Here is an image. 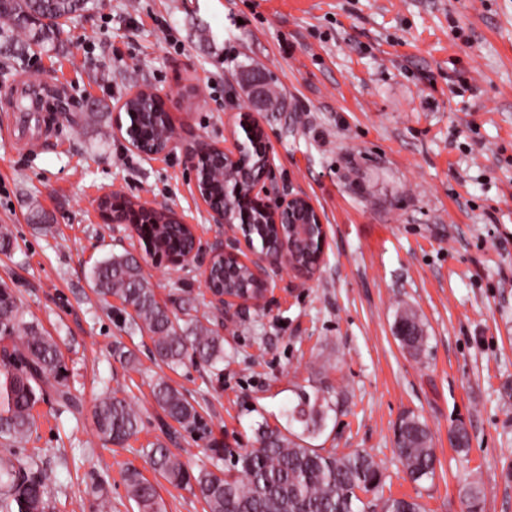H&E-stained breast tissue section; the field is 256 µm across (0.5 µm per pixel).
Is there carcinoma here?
I'll return each instance as SVG.
<instances>
[{"label": "carcinoma", "mask_w": 512, "mask_h": 512, "mask_svg": "<svg viewBox=\"0 0 512 512\" xmlns=\"http://www.w3.org/2000/svg\"><path fill=\"white\" fill-rule=\"evenodd\" d=\"M90 0H0V51L22 55L31 46L43 47L60 40L63 26L88 8ZM138 111L154 112V119L140 123L144 145L157 147L169 139L167 110L163 104L138 98L126 104ZM211 195L224 196V166L208 170ZM101 208L109 215L135 216L142 224L165 225V250L184 253L193 248L189 229L173 224L163 215L151 219L136 214L132 203H118L108 197ZM97 295L105 302L116 296L132 309V323L150 334L154 354L175 370L185 359L215 367L224 362V337L210 328V317L195 318L184 328L161 305L150 288L139 259L126 251L98 261L90 271ZM214 285L239 293L253 291L245 271L224 276L218 266ZM394 325L406 327L400 336L402 348L415 358L426 356L428 336L415 310L400 306ZM52 392L65 411L80 415L84 404L68 381L64 355L56 340L43 334L25 319L14 292L0 285V440L20 444L36 425L35 405ZM158 407L166 417L185 430L201 425V416L183 394L164 379L152 389ZM283 410L285 431L259 429L258 446L234 455L223 468L221 449L210 452L218 460L214 468L193 470L161 442L143 449L152 469L175 487H187L200 498L206 512H355L354 489L377 492L383 483L380 465L366 451L329 452L311 447L324 431L331 406L325 394L304 389ZM97 436L102 445L121 444L139 433L140 416L127 397L113 390L94 406ZM396 453L405 473L414 482L433 479L437 456L426 422L409 415L401 421ZM35 461L14 454L0 455V512H52L44 481L34 471ZM129 499L138 512H162L154 484L129 469L125 474ZM381 512H423L414 499L378 498Z\"/></svg>", "instance_id": "carcinoma-1"}]
</instances>
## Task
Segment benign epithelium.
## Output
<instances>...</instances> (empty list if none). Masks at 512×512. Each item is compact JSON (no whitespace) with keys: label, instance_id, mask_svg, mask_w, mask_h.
<instances>
[{"label":"benign epithelium","instance_id":"obj_1","mask_svg":"<svg viewBox=\"0 0 512 512\" xmlns=\"http://www.w3.org/2000/svg\"><path fill=\"white\" fill-rule=\"evenodd\" d=\"M265 92L266 80L259 73L251 80L250 106L238 109L229 118L231 147L221 148L200 141L185 149V159L195 173L217 154L221 155L224 166L233 170V179L224 184L222 206L213 205L199 186H194L196 198L209 221L224 227V246L212 252L202 275L211 302L226 316L250 307L260 308L271 301L277 277L285 269L306 280L313 279L327 245L326 224L314 204L306 196L269 180L274 158L265 130L252 112L253 108L263 106ZM112 126L130 149L147 160L166 155L174 143L169 140L160 151L143 149L122 104L113 113ZM285 219L299 237L316 246L311 259L301 258L293 236H282L275 242L257 239L255 225L278 226ZM218 261L246 267L258 290L236 295L211 287L212 269Z\"/></svg>","mask_w":512,"mask_h":512}]
</instances>
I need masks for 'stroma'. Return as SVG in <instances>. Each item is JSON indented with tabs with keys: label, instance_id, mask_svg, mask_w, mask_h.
Segmentation results:
<instances>
[{
	"label": "stroma",
	"instance_id": "stroma-1",
	"mask_svg": "<svg viewBox=\"0 0 512 512\" xmlns=\"http://www.w3.org/2000/svg\"><path fill=\"white\" fill-rule=\"evenodd\" d=\"M62 46L0 54V121L26 78L48 89L51 136L37 149L0 140V283L26 318L58 342L79 415L53 398L13 447L33 456L54 512H137L123 473L154 478L166 512H203L189 490L154 477L143 450L162 442L211 467L212 448L254 446L258 426L284 428L296 388L329 390L335 405L312 445L364 449L380 464L384 496L425 512H464V478L478 475L482 512H512V0H93ZM266 73L282 102L261 112L284 187L307 195L328 232L312 280L285 271L273 303L214 329L218 368L170 371L120 302L92 290L90 270L111 253L141 261L157 299L188 324L211 314L199 263L147 254L128 224L105 220L101 197L171 208L203 250L224 241L195 198L186 145H223L242 107V78ZM469 88L458 92L460 81ZM136 87L161 96L174 150L147 161L112 132ZM421 315L429 352L416 359L393 332L397 306ZM131 354L126 368L113 352ZM166 378L199 411L190 432L166 418L152 387ZM124 390L140 432L102 446L93 405ZM409 414L430 427L434 479L411 482L395 454ZM468 452L451 442L456 426Z\"/></svg>",
	"mask_w": 512,
	"mask_h": 512
}]
</instances>
